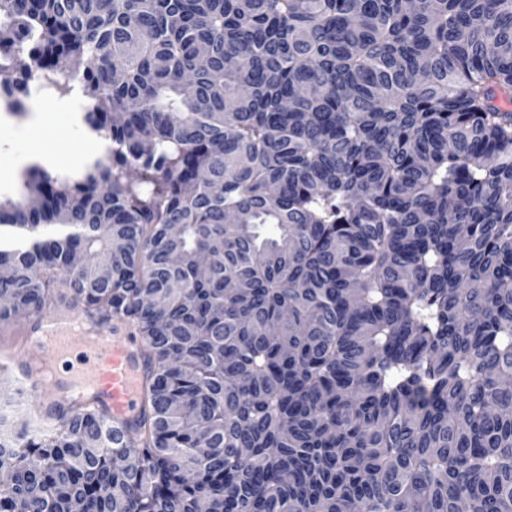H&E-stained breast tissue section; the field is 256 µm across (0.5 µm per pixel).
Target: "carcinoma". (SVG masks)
<instances>
[{
	"instance_id": "cac0c4a2",
	"label": "carcinoma",
	"mask_w": 512,
	"mask_h": 512,
	"mask_svg": "<svg viewBox=\"0 0 512 512\" xmlns=\"http://www.w3.org/2000/svg\"><path fill=\"white\" fill-rule=\"evenodd\" d=\"M33 86L112 147L0 200V322L148 373L39 433L0 379V512H512V0H0ZM50 308L43 311L44 317L38 319L34 328L29 324L24 333L30 344L42 349L44 356L16 363L13 357L4 355L0 359V376L10 375L29 382L39 391V416L44 423L53 421V413L58 412L60 404L84 401L104 407L112 421L120 425L135 421L140 411L145 357L140 346L117 337H131L134 330L119 322V331L112 320L79 316L63 306H56L47 315ZM24 336L0 334V345L7 339L16 349L26 350L32 357L40 356L39 349L24 345ZM74 341H80L85 348L81 362L89 364V371L85 372L87 381H72L65 390L58 387L47 390L44 383L55 386L56 378L46 374L45 368H51L46 366V361L57 357L63 346L69 348Z\"/></svg>"
}]
</instances>
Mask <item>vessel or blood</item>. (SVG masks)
Wrapping results in <instances>:
<instances>
[{
    "label": "vessel or blood",
    "instance_id": "b4317fda",
    "mask_svg": "<svg viewBox=\"0 0 512 512\" xmlns=\"http://www.w3.org/2000/svg\"><path fill=\"white\" fill-rule=\"evenodd\" d=\"M25 334L30 343L42 349V357L19 363L7 355L0 357V376H12L38 389L42 422H52L60 405L84 401L104 407L118 424L136 420L145 379V357L140 346L119 339L117 324L80 316L59 306L38 319L36 326L26 328ZM76 341L85 348L82 361L89 366L86 380L70 382L63 390L55 388L53 376L45 372L46 361Z\"/></svg>",
    "mask_w": 512,
    "mask_h": 512
}]
</instances>
